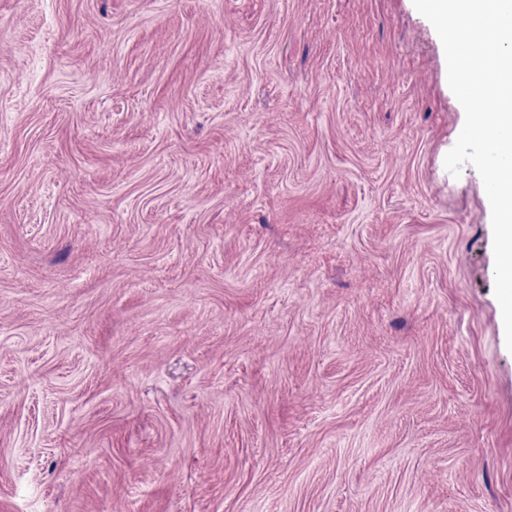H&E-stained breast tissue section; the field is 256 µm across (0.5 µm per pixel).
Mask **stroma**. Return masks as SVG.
I'll return each mask as SVG.
<instances>
[{"mask_svg": "<svg viewBox=\"0 0 512 512\" xmlns=\"http://www.w3.org/2000/svg\"><path fill=\"white\" fill-rule=\"evenodd\" d=\"M464 122L413 0H0V512H512Z\"/></svg>", "mask_w": 512, "mask_h": 512, "instance_id": "obj_1", "label": "stroma"}]
</instances>
